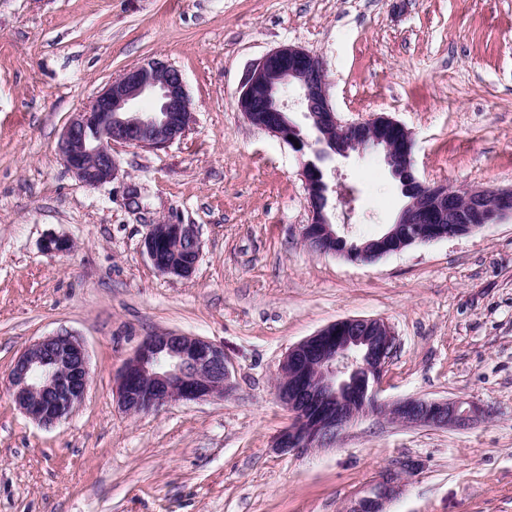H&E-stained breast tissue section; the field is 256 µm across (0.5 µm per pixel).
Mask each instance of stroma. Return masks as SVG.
I'll use <instances>...</instances> for the list:
<instances>
[{
	"instance_id": "obj_1",
	"label": "stroma",
	"mask_w": 512,
	"mask_h": 512,
	"mask_svg": "<svg viewBox=\"0 0 512 512\" xmlns=\"http://www.w3.org/2000/svg\"><path fill=\"white\" fill-rule=\"evenodd\" d=\"M283 44L324 62L341 120L404 124L427 182L512 186V0H0V512H343L403 461L414 469L384 512H512V219L368 263L310 251L296 153L236 106ZM155 57L184 77L189 127L159 149L114 145L118 177L82 183L59 156L65 127ZM325 179L347 197L329 217L350 241L406 204L374 149L328 162ZM158 221L197 227L190 277L144 253ZM50 236L70 251H44ZM352 317L395 333L380 400L463 398L487 417L456 429L370 414L330 446L276 448L282 358ZM65 331L90 385L45 426L7 375ZM164 331L221 345L231 388L126 415L116 376Z\"/></svg>"
}]
</instances>
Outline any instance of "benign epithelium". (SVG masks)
Returning <instances> with one entry per match:
<instances>
[{"label":"benign epithelium","mask_w":512,"mask_h":512,"mask_svg":"<svg viewBox=\"0 0 512 512\" xmlns=\"http://www.w3.org/2000/svg\"><path fill=\"white\" fill-rule=\"evenodd\" d=\"M289 84L299 90L304 117L317 132L313 141L288 116L281 91ZM237 107L252 126L277 136L298 155L312 211L301 236L312 252L372 261L414 243L463 236L512 217V186L454 192L446 184L422 181L414 164L413 134L397 120L380 114L342 122L330 103L324 63L299 46L281 45L254 64ZM191 118L182 73L155 58L126 70L75 113L59 141V156L83 183L102 185L120 171L112 145L165 146L185 133ZM364 149L383 151L407 203L383 234L349 244L328 215L323 165ZM143 248L160 273L180 278L193 274L201 254L193 224H153ZM394 348V332L377 318L341 319L290 347L276 392L292 421L276 438V447H325L360 416L375 411L380 376ZM229 380L221 346L199 336L159 332L145 337L126 360L116 395L124 412L146 413L173 401L222 397ZM89 383L87 352L69 333L35 341L15 358L8 375L16 406L44 425L77 407ZM483 415L474 402L460 398H409L389 406V416L409 426L465 427ZM401 479L399 472H384L372 494L355 500L346 512H383L399 493Z\"/></svg>","instance_id":"benign-epithelium-1"}]
</instances>
